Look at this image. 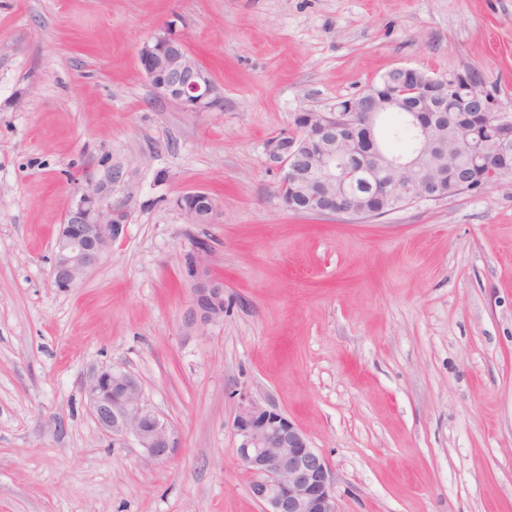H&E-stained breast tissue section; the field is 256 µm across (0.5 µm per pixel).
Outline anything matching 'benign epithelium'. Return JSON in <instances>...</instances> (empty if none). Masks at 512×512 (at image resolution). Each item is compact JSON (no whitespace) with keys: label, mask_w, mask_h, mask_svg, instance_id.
<instances>
[{"label":"benign epithelium","mask_w":512,"mask_h":512,"mask_svg":"<svg viewBox=\"0 0 512 512\" xmlns=\"http://www.w3.org/2000/svg\"><path fill=\"white\" fill-rule=\"evenodd\" d=\"M139 61L157 93L184 112H201L217 101V88L210 73L189 51L185 42L161 28L139 50ZM403 88L382 83L371 95L360 94L336 105L331 112L306 110L293 118V130L268 144L270 162L281 173L280 189L299 193L311 211L322 215L373 217L385 215L408 201L441 198L436 174L428 164L434 155L465 154L477 170L479 185L464 190L482 193L502 175L501 169H479L485 153H512V114L497 111L495 92L468 72L445 77L448 88L462 102L459 149L441 138L440 112L446 96L425 88L420 70L398 68ZM403 111L416 128L417 147L402 158L371 149L364 162L357 153L361 139L377 142L381 113ZM371 177L368 197L357 198L355 185L360 169ZM175 207L189 224H213L219 208L202 190L186 191L174 199ZM126 214L108 202L102 190L77 192L64 212L54 243L52 278L56 287H76L99 267L112 245L124 234ZM210 248L193 245L185 264L192 301L184 327L196 333L224 320V281L212 274ZM86 395L100 430L114 438L134 436L155 461L168 459L180 447V434L167 420L143 402L140 381L117 367L93 372ZM233 426L240 438L237 454L253 480V497L263 512H337L333 477L325 456L313 448L288 416L267 408L248 395L241 397Z\"/></svg>","instance_id":"obj_1"}]
</instances>
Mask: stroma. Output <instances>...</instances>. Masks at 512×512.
Masks as SVG:
<instances>
[{
	"label": "stroma",
	"instance_id": "obj_1",
	"mask_svg": "<svg viewBox=\"0 0 512 512\" xmlns=\"http://www.w3.org/2000/svg\"><path fill=\"white\" fill-rule=\"evenodd\" d=\"M165 26L211 110L148 82ZM399 66L475 72L512 112V0H0V512H262L243 394L326 457L338 512H512V176L352 219L288 211L269 166L295 113ZM98 185L126 232L58 290L57 226ZM190 190L216 223H186ZM199 239L224 319L189 334ZM109 366L179 431L166 461L99 430ZM174 204L189 224H213L219 215L214 198L202 190L183 192L175 198Z\"/></svg>",
	"mask_w": 512,
	"mask_h": 512
}]
</instances>
